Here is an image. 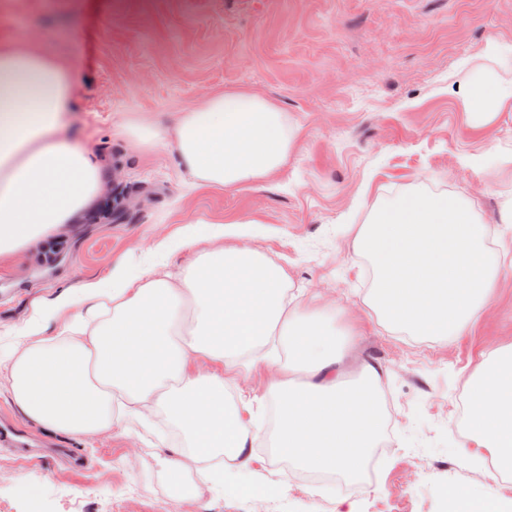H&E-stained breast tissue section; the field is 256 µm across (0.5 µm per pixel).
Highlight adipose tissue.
<instances>
[{"mask_svg": "<svg viewBox=\"0 0 512 512\" xmlns=\"http://www.w3.org/2000/svg\"><path fill=\"white\" fill-rule=\"evenodd\" d=\"M484 57L482 69L467 57L457 62L469 87L465 108H512V81L495 69L512 61V41H489ZM74 99L70 61L34 38L0 41V255L87 223L112 194L105 159L61 137ZM115 135L124 147L175 145L183 172L224 188L269 177L293 143L283 109L245 89L204 96L172 130L142 115ZM50 307L61 332L43 337L41 321H30L21 350L0 370V387L51 432H105L120 406L160 410L188 440L164 458L169 470L227 452L237 479L225 482L212 469L205 479L233 495H265L268 487L250 478V430L227 405L224 376L266 364L279 370L271 391L286 396L278 446L290 461L353 474L380 433V368L364 362L347 374L349 345L331 322L335 306L315 296L298 303L285 269L256 252L203 249L179 272L148 271L119 288L103 279L58 294ZM300 373L304 382H295ZM466 384L468 441L511 471L512 351L483 358ZM446 496L455 512H512V499L485 486H451Z\"/></svg>", "mask_w": 512, "mask_h": 512, "instance_id": "obj_1", "label": "adipose tissue"}]
</instances>
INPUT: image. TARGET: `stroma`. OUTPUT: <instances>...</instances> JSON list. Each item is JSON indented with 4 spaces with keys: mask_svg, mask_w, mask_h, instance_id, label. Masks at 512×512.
Masks as SVG:
<instances>
[{
    "mask_svg": "<svg viewBox=\"0 0 512 512\" xmlns=\"http://www.w3.org/2000/svg\"><path fill=\"white\" fill-rule=\"evenodd\" d=\"M35 31L72 61L74 136L110 157L117 179L95 223L0 260V358L19 349L30 317H44V337L57 334L48 311L60 291L189 263L197 248L172 253L162 241L192 232L207 249L266 255L335 304L337 326L355 334L348 365L382 370L392 428L353 489L301 482L277 450L268 390L277 368L228 374L239 411L260 403L252 479L279 488L229 497L195 463L160 466L184 442L162 413L141 425L120 417L97 436L54 435L5 393L0 418L33 447L75 449L84 465L22 461L0 446V512H452L446 488L478 484L512 498L454 420L481 354L512 349V223L502 221L512 210V111H465L456 73L463 57L484 65L489 40L512 41V0H0V40ZM230 89L274 101L295 130L287 162L258 183L196 185L175 153L112 144L113 127L135 113L166 125ZM415 191L465 200L500 257L494 297L455 341L412 337L367 304L375 267L355 237L386 198Z\"/></svg>",
    "mask_w": 512,
    "mask_h": 512,
    "instance_id": "1",
    "label": "stroma"
}]
</instances>
